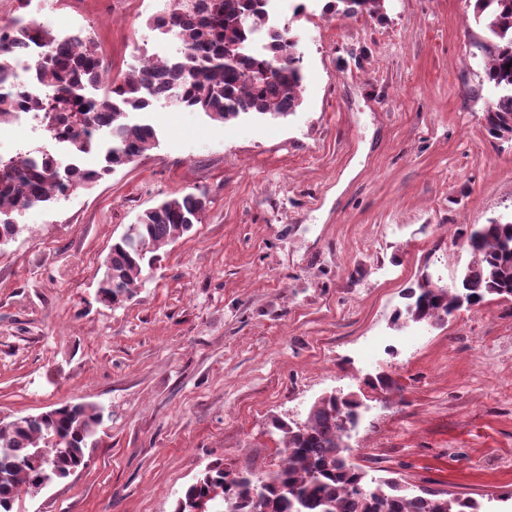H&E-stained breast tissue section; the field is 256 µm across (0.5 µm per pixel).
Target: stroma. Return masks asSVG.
<instances>
[{"mask_svg": "<svg viewBox=\"0 0 512 512\" xmlns=\"http://www.w3.org/2000/svg\"><path fill=\"white\" fill-rule=\"evenodd\" d=\"M309 0L279 27L298 41L303 104L225 123L159 102L158 141L90 187L19 217L0 246V420L103 406L87 464L13 512H173L206 467L277 469L271 421L305 418L335 389L389 373L348 457L411 493L512 512V300L431 326L394 324L406 288L451 285L457 228L512 220V140L489 141L496 92L474 0H384L347 17ZM162 0H33L55 32L88 29L120 80L161 58ZM26 115L0 155L41 146ZM205 193L199 224L163 247L133 297L99 302L115 238L144 210Z\"/></svg>", "mask_w": 512, "mask_h": 512, "instance_id": "35a3bbf8", "label": "stroma"}]
</instances>
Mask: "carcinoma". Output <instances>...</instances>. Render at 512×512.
Listing matches in <instances>:
<instances>
[{"instance_id":"1","label":"carcinoma","mask_w":512,"mask_h":512,"mask_svg":"<svg viewBox=\"0 0 512 512\" xmlns=\"http://www.w3.org/2000/svg\"><path fill=\"white\" fill-rule=\"evenodd\" d=\"M269 0H167L148 25L166 29L181 43L177 58H156L132 68L119 82L110 79L93 96L99 71L111 65L91 34L67 40L33 17L0 25V86L15 61V45L36 49L33 77L53 85L46 99H28L8 87L0 92V124L22 110L42 115L49 133L68 145L72 165L58 166L37 154L0 158V238L13 237L19 225L9 219L44 207L74 186H89L132 162L157 140L148 123L128 116L145 114L176 91L177 105L227 122L246 114L286 116L302 104L305 79L297 40L286 30L267 31V53L250 52L253 35L264 28ZM383 0H328L325 10L347 17L377 13ZM486 19L488 37L476 44L485 57V75L497 90L484 129L491 139L512 134V0H475ZM95 153L96 168L80 165ZM207 199L188 193L161 201L137 217L136 239H116L98 290L116 305L142 285L145 267L157 252L201 222ZM470 260L451 287L408 288L404 309L393 321L437 324L462 307L490 297L512 299V222L480 224L460 232ZM358 416L357 404L331 392L313 403L301 421H272L281 433L284 458L277 470L258 477L249 470L214 465L190 483L174 512H480L469 497L435 493L409 495L394 478L372 486L366 472L351 462L344 432ZM105 417L91 403H66L36 415L0 422V512H12L22 492L32 494L47 481H60L87 464L85 450Z\"/></svg>"}]
</instances>
